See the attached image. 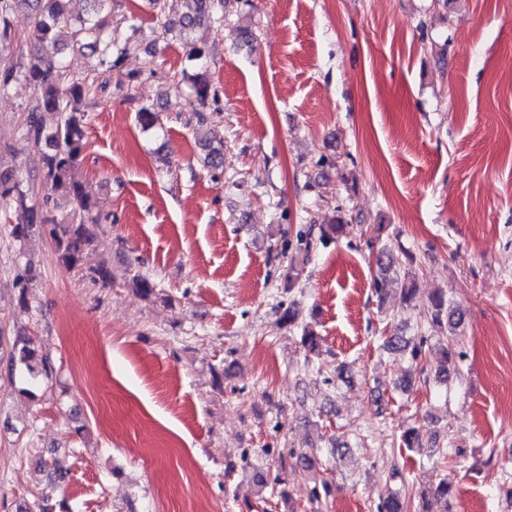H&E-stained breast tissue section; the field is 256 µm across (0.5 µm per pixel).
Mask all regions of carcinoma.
Here are the masks:
<instances>
[{
	"instance_id": "cac0c4a2",
	"label": "carcinoma",
	"mask_w": 512,
	"mask_h": 512,
	"mask_svg": "<svg viewBox=\"0 0 512 512\" xmlns=\"http://www.w3.org/2000/svg\"><path fill=\"white\" fill-rule=\"evenodd\" d=\"M112 0H0V45L19 42L24 34L14 29L10 16L21 5L28 8V33L52 48L44 54L21 55L8 62H0V94L6 93L18 81L27 83L33 89L34 105L28 110L24 120V134L38 147H46L43 152L44 180L50 185V193L42 202L34 203L23 186L19 171L0 165V202L14 204L29 214V223L16 224L11 236L19 244L20 254H26L25 246L31 230L36 225L44 227L55 245L56 259L68 270L81 269L83 277L106 287L111 276L108 268L101 264H90L96 228L101 218L93 214V202L84 185L75 179L74 169L84 150L85 112L82 110L86 96L104 92L110 85L112 70L127 48L118 47L107 30L108 16L105 12ZM168 0H149L163 33L177 32L188 56L198 62L199 71L192 77V91L196 99L202 101L209 96L211 84L204 64L205 48L193 36L201 25L209 30H220L224 25V0H184L186 11L177 22L167 19ZM91 47L98 54L99 67L82 74L73 75L58 54L65 48ZM139 125L145 130L162 127L160 113L151 107L143 106L136 113ZM207 149L205 167L216 173L224 170V143L215 136L203 144ZM73 205L64 217L58 216L62 203ZM351 224L338 216L330 224L318 226L309 224L296 234V251L309 255L317 245L326 246L342 237L350 235ZM399 264L389 248L378 253L376 259L377 276L374 288L378 297L389 290L390 283L397 280L391 275ZM31 262H26L25 271L16 278L17 304L29 305L30 288L33 277L30 275ZM129 287L140 296L149 299L157 296L154 281L135 274ZM401 303L410 306L417 295V283L405 279L398 288ZM430 327L446 329L447 335L434 348L433 355L437 366L434 381L448 386L452 380L450 365L458 355L455 330L464 321V312L448 306V298L442 292L429 297ZM281 322L285 326L301 330L300 343L312 353L319 348L320 337L308 325L299 321V309L291 303L284 310ZM427 339L404 338L396 333L389 336L385 347L393 351H410L415 364L422 360V348ZM8 371L10 376H23L26 388L22 392L31 394L37 378L49 375L52 366L49 357L39 353L35 342L28 336L14 338L9 351ZM455 486L448 479H442L430 488L429 496L448 512V499L454 497Z\"/></svg>"
}]
</instances>
